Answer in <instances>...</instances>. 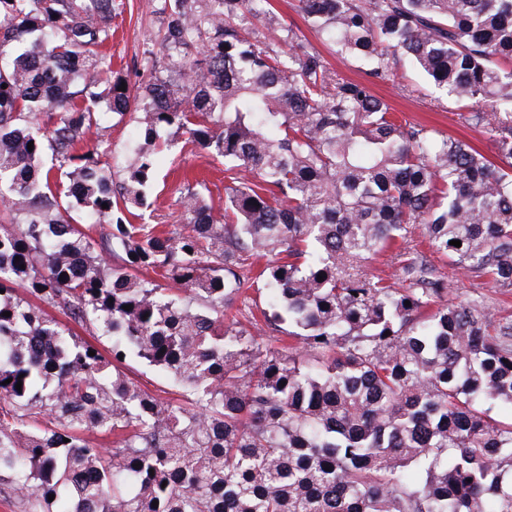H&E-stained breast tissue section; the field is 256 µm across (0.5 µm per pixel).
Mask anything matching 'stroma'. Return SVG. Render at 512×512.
<instances>
[{
  "label": "stroma",
  "mask_w": 512,
  "mask_h": 512,
  "mask_svg": "<svg viewBox=\"0 0 512 512\" xmlns=\"http://www.w3.org/2000/svg\"><path fill=\"white\" fill-rule=\"evenodd\" d=\"M160 6L161 0H122L117 9L110 48L115 67L123 69L131 83L140 81L148 58L159 51L155 34L161 23ZM271 10L274 24L293 27L299 43L306 49L318 51L332 68L341 69L346 78L366 81L364 70L357 65L341 66L324 37L305 22L299 0H271ZM397 68L402 77L401 85L374 83L373 91L377 96L410 121L426 125L444 135L466 139L484 154H493L494 146L489 136L465 124L450 101L437 100L432 86L413 69L408 60H400ZM188 178L206 181L213 196L219 197L224 193L222 164L194 146H175L160 157L159 168L147 196V212L152 220L180 223L176 199L179 188ZM429 258L448 284L442 296L443 302L481 300L501 308L504 313L512 314V293L495 292L487 279L449 266L446 258L439 253H430Z\"/></svg>",
  "instance_id": "obj_1"
}]
</instances>
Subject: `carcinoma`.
Wrapping results in <instances>:
<instances>
[{"label":"carcinoma","mask_w":512,"mask_h":512,"mask_svg":"<svg viewBox=\"0 0 512 512\" xmlns=\"http://www.w3.org/2000/svg\"><path fill=\"white\" fill-rule=\"evenodd\" d=\"M268 6L164 0V57L122 91L114 0H0V477L29 512H512V317L437 304L412 231L512 290V0H300L369 77L397 83L408 58L493 160L293 28L257 39ZM129 114L118 178L82 144ZM180 135L224 162V212L187 182L186 223H134ZM379 252L396 280L362 268ZM236 299L293 343L225 322ZM134 359L182 399L128 377Z\"/></svg>","instance_id":"carcinoma-1"}]
</instances>
